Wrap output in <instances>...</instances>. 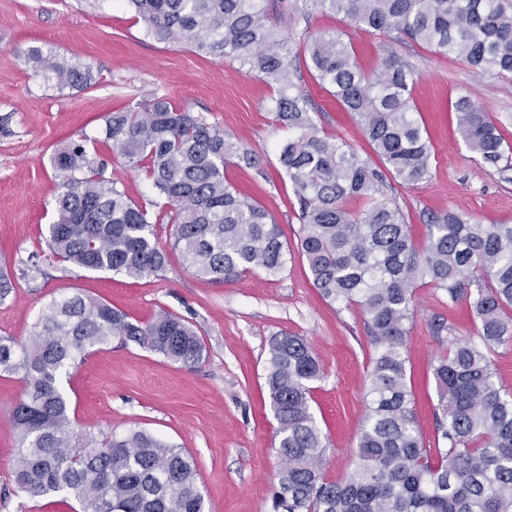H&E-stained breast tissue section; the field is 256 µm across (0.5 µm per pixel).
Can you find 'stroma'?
<instances>
[{
    "label": "stroma",
    "mask_w": 512,
    "mask_h": 512,
    "mask_svg": "<svg viewBox=\"0 0 512 512\" xmlns=\"http://www.w3.org/2000/svg\"><path fill=\"white\" fill-rule=\"evenodd\" d=\"M278 26L294 56H301L306 32H340L365 71L380 63L383 35L351 27L343 15L315 13L306 30L284 18ZM37 48L89 68L93 82L61 87L46 80L27 62ZM398 51L420 74L412 106L432 146L426 179L411 186L391 183L415 240L423 241L428 220L445 212L483 224H512V180L475 160L454 111L457 98L469 96L512 143V81L478 76L466 63L412 43ZM301 87L318 106L326 133L361 156L371 155L351 113L311 76H304ZM275 96L271 85L232 60L156 41L126 0H0V260L11 268L46 249L62 181L51 159L71 141L85 140L103 165V178L117 180L129 199L143 204L153 199L144 173L116 158L102 141L112 112L164 97L220 123L257 157L254 166L228 165L225 178L264 207L290 242L279 275L256 270L226 284L197 276L170 248L171 230L165 226L159 236L169 248L168 262L157 274L130 278L56 265L33 279L16 278L0 300V336L19 339L28 336L51 299L78 292L102 298L141 323L164 308L197 329L205 351L195 367L115 341L90 353L63 388L76 427L87 434L139 430L186 449L208 512H269L280 463L265 385L267 344L274 334L302 336L323 367L312 406L327 443L328 480H341L349 471L366 414L375 349L361 315L325 300L293 247L299 222L279 161L288 130L275 120ZM415 298L405 355L414 411L429 446L436 436L432 364L448 349L447 336L434 335L431 324L444 319L457 337L471 339L477 327L466 301L449 303L427 286L417 288ZM23 388L19 376H0V512H72L73 499L32 498L15 481L18 433L11 410Z\"/></svg>",
    "instance_id": "obj_1"
}]
</instances>
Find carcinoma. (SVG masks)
I'll return each instance as SVG.
<instances>
[{"mask_svg": "<svg viewBox=\"0 0 512 512\" xmlns=\"http://www.w3.org/2000/svg\"><path fill=\"white\" fill-rule=\"evenodd\" d=\"M127 2L156 40L232 59L276 89V121L291 133L279 160L298 206L296 248L321 295L360 312L376 350L355 459L343 480L329 481L322 470L327 445L311 406L321 365L300 336L269 340L266 384L281 458L272 512H512V390L497 385L491 359L512 344V224H476L448 212L426 225L421 247L402 208L384 193L389 175L406 185L424 180L432 157L411 106L419 74L396 45L412 41L482 75L511 78L512 0H293V15L306 25L318 9L387 37L371 74L341 33L311 34L304 47L307 70L356 116L382 168L323 131L298 87L302 74L288 40L268 24L267 0ZM28 63L59 85L92 80L81 65L40 49ZM455 111L470 150L501 172L512 169V146L488 112L467 96ZM104 142L144 172L158 200L132 202L116 182L101 179L84 144L69 143L51 159L64 179L47 251L31 255L22 277L39 272L42 260L133 278L156 274L167 262L160 224L173 226L172 247L188 267L215 283L284 270L288 243L279 224L224 179L228 164L255 158L223 126L157 97L112 113ZM351 197L365 199V207L349 209ZM421 285L450 303L468 300L479 337L457 338L452 327L434 324L436 334L452 339L433 364L432 448L412 408L405 356ZM115 339L186 367L205 350L197 329L164 309L142 324L81 294L51 300L26 339L0 336V374L24 383L11 410L18 485L32 497L70 496L78 512H206L185 449L143 431L97 439L76 428L60 380Z\"/></svg>", "mask_w": 512, "mask_h": 512, "instance_id": "carcinoma-1", "label": "carcinoma"}]
</instances>
